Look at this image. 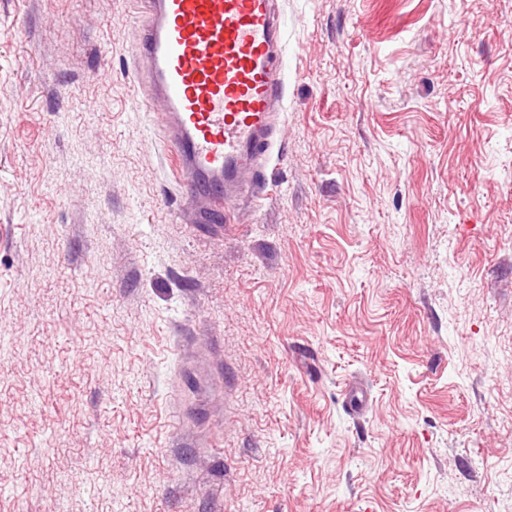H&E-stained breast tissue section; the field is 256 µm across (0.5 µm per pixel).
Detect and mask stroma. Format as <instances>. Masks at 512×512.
Wrapping results in <instances>:
<instances>
[{
	"mask_svg": "<svg viewBox=\"0 0 512 512\" xmlns=\"http://www.w3.org/2000/svg\"><path fill=\"white\" fill-rule=\"evenodd\" d=\"M276 8L269 191L187 224L134 0H0V512H512V0Z\"/></svg>",
	"mask_w": 512,
	"mask_h": 512,
	"instance_id": "stroma-1",
	"label": "stroma"
}]
</instances>
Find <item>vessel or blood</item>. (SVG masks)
I'll list each match as a JSON object with an SVG mask.
<instances>
[{
  "label": "vessel or blood",
  "instance_id": "vessel-or-blood-1",
  "mask_svg": "<svg viewBox=\"0 0 512 512\" xmlns=\"http://www.w3.org/2000/svg\"><path fill=\"white\" fill-rule=\"evenodd\" d=\"M136 3L144 105L178 163L187 221H242L237 203L244 190L266 193L279 134L285 33L274 0Z\"/></svg>",
  "mask_w": 512,
  "mask_h": 512
}]
</instances>
